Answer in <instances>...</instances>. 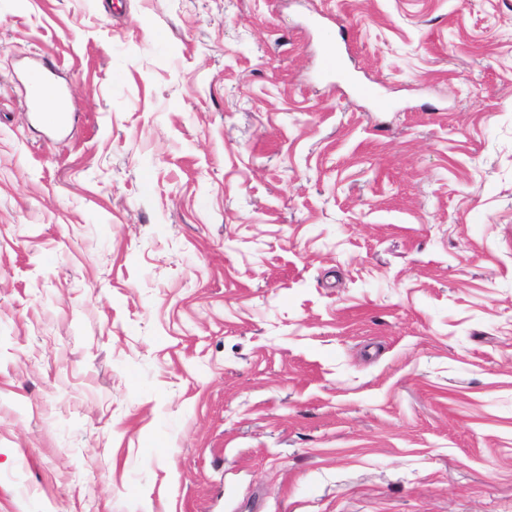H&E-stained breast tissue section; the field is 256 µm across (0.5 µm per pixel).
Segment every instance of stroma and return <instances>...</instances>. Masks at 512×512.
Here are the masks:
<instances>
[{"mask_svg": "<svg viewBox=\"0 0 512 512\" xmlns=\"http://www.w3.org/2000/svg\"><path fill=\"white\" fill-rule=\"evenodd\" d=\"M0 512H512V0H0ZM27 83L30 87V99L29 105L34 109H40L45 101L47 112H45V118L49 122H56L61 124L65 117L62 112H57V105L47 96L55 97L58 100L63 99L64 92L62 88L57 84L53 69L49 65H39L31 67L26 75ZM51 112V113H50Z\"/></svg>", "mask_w": 512, "mask_h": 512, "instance_id": "35a3bbf8", "label": "stroma"}]
</instances>
